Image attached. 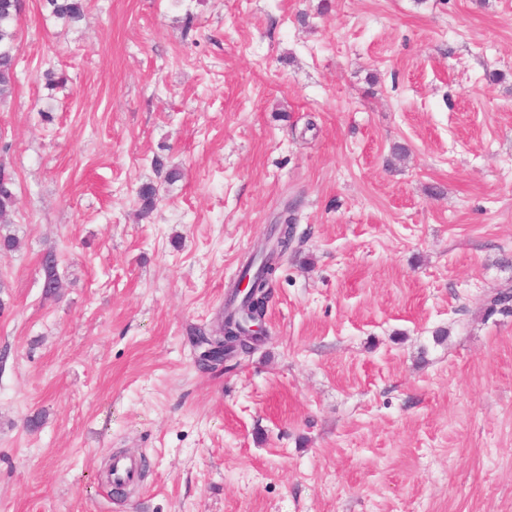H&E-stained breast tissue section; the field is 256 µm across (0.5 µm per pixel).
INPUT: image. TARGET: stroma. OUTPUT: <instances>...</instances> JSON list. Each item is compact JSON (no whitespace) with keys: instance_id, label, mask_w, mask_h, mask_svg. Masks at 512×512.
<instances>
[{"instance_id":"stroma-1","label":"stroma","mask_w":512,"mask_h":512,"mask_svg":"<svg viewBox=\"0 0 512 512\" xmlns=\"http://www.w3.org/2000/svg\"><path fill=\"white\" fill-rule=\"evenodd\" d=\"M16 29L0 512H512V0H24ZM284 213L264 337L201 369ZM116 453L147 461L123 499ZM51 13L61 19L79 20L84 14V0H45Z\"/></svg>"}]
</instances>
